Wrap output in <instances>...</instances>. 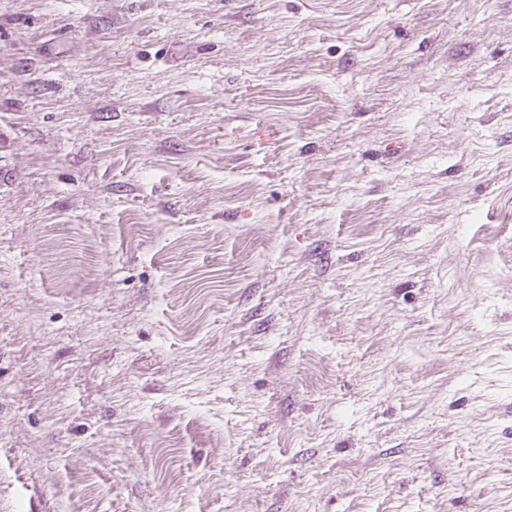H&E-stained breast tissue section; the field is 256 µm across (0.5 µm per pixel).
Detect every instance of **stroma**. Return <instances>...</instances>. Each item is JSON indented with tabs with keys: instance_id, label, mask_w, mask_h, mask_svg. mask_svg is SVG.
I'll use <instances>...</instances> for the list:
<instances>
[{
	"instance_id": "1",
	"label": "stroma",
	"mask_w": 512,
	"mask_h": 512,
	"mask_svg": "<svg viewBox=\"0 0 512 512\" xmlns=\"http://www.w3.org/2000/svg\"><path fill=\"white\" fill-rule=\"evenodd\" d=\"M0 512H512V0H0Z\"/></svg>"
}]
</instances>
